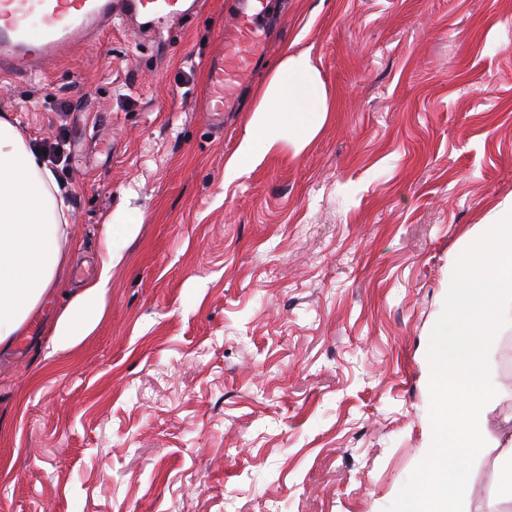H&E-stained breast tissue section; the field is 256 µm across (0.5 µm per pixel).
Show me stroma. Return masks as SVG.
Segmentation results:
<instances>
[{"label":"stroma","mask_w":512,"mask_h":512,"mask_svg":"<svg viewBox=\"0 0 512 512\" xmlns=\"http://www.w3.org/2000/svg\"><path fill=\"white\" fill-rule=\"evenodd\" d=\"M225 0L138 21L24 76L0 117L70 206L69 287L114 215L138 225L92 336L0 347V512H386L431 425L424 349L463 237L512 196V0H291L215 126ZM333 101L301 153L225 183L254 90L290 45ZM512 428V328L488 354ZM496 452L464 512H499Z\"/></svg>","instance_id":"35a3bbf8"}]
</instances>
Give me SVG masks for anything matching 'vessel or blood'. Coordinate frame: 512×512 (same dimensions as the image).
Wrapping results in <instances>:
<instances>
[{
  "instance_id": "b4317fda",
  "label": "vessel or blood",
  "mask_w": 512,
  "mask_h": 512,
  "mask_svg": "<svg viewBox=\"0 0 512 512\" xmlns=\"http://www.w3.org/2000/svg\"><path fill=\"white\" fill-rule=\"evenodd\" d=\"M190 11L185 0H0V70L26 73L34 64L60 58L78 40L103 34L113 22L130 16L158 25ZM275 15L273 0H232L224 22V52L207 63L209 111L235 108L232 92L264 55Z\"/></svg>"
}]
</instances>
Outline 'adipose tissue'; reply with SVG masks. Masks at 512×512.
Instances as JSON below:
<instances>
[{
  "label": "adipose tissue",
  "mask_w": 512,
  "mask_h": 512,
  "mask_svg": "<svg viewBox=\"0 0 512 512\" xmlns=\"http://www.w3.org/2000/svg\"><path fill=\"white\" fill-rule=\"evenodd\" d=\"M333 110L329 91L311 50L287 51L255 92L245 135L224 170L225 182L251 172L261 155L288 142L306 149ZM69 205L53 172L15 126L0 118V345L21 335L49 296L68 301L44 330L53 351L74 348L103 318L112 270L125 257L136 225H106L96 275L66 292L58 270L70 257Z\"/></svg>",
  "instance_id": "ef3b65f1"
}]
</instances>
